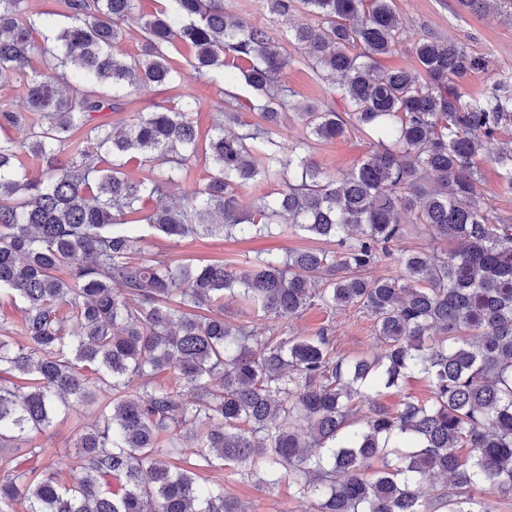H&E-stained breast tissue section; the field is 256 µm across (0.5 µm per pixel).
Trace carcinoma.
Segmentation results:
<instances>
[{
    "instance_id": "carcinoma-1",
    "label": "carcinoma",
    "mask_w": 512,
    "mask_h": 512,
    "mask_svg": "<svg viewBox=\"0 0 512 512\" xmlns=\"http://www.w3.org/2000/svg\"><path fill=\"white\" fill-rule=\"evenodd\" d=\"M262 3L311 21L279 35L230 16L224 0H164L149 16L140 0H61L51 13L0 0V88L26 102L0 103V297L21 304L26 339L0 329V512H245L202 476L226 467L268 487L288 481L308 512H493L475 489L512 496V224L477 200L485 159L512 192V74L474 100L464 80L487 60L432 34L412 46L416 67L380 69L407 41L395 0ZM462 3L487 13L507 0ZM39 29L55 48L35 43ZM182 47L206 83L248 86V106L222 90L205 132L190 94L92 124L143 88L178 83L171 53ZM296 62L328 99L292 100L283 78ZM290 115L302 134L285 154ZM352 131L371 149L338 179L312 148ZM132 161L151 177L132 178ZM201 161L207 182L171 196ZM258 183L274 189L245 212L239 191ZM153 198L166 202L145 210ZM142 224L167 242L276 229L337 249L267 251L243 268L177 264L140 245ZM410 237L458 247L400 249ZM383 258L399 273L363 275ZM230 299L275 322L357 308L383 351L338 358L326 327L277 339L275 325L224 319ZM416 376L426 398L380 402ZM100 393L107 402L72 443L78 483H60L52 460L23 464L43 459L35 434ZM186 437L194 459L171 463ZM107 477L119 492L103 489Z\"/></svg>"
}]
</instances>
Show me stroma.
I'll use <instances>...</instances> for the list:
<instances>
[{
  "label": "stroma",
  "instance_id": "35a3bbf8",
  "mask_svg": "<svg viewBox=\"0 0 512 512\" xmlns=\"http://www.w3.org/2000/svg\"><path fill=\"white\" fill-rule=\"evenodd\" d=\"M397 5L410 37L425 32L443 38L453 37L486 58L487 68L471 73L465 80L466 89L472 96H481L502 71L512 68V13H476L463 7L460 0H397ZM191 60L192 54L187 50L178 58L181 71L178 88L143 90L127 105V112L147 109L155 103L173 106L177 103V95L190 93L198 100L197 120L200 127L210 128L218 88L197 80ZM369 148L365 136L351 133L331 142L318 143L313 155L336 177L342 178L355 169ZM480 167L481 178L477 184L479 201L492 204L504 221H512V193L503 189L498 168L489 161L481 162ZM314 245V240L298 234H275L250 240L204 236L189 238L170 247L169 254L174 260H221L242 267L259 252L273 250L282 253ZM284 327L287 334L301 336L311 335L321 327L332 328L336 338L335 350L340 356L372 357L381 350L370 318L352 309L330 312L315 307L286 320ZM93 420V413L84 411L57 420L53 428L35 437L36 445L44 448L46 457L58 461L65 483H73L80 476V470L67 447L76 434ZM206 477L213 488L221 489L225 496L238 500L247 512H305L304 503L295 497L293 487L287 483L268 488L254 480H240L227 470L210 471Z\"/></svg>",
  "mask_w": 512,
  "mask_h": 512
}]
</instances>
